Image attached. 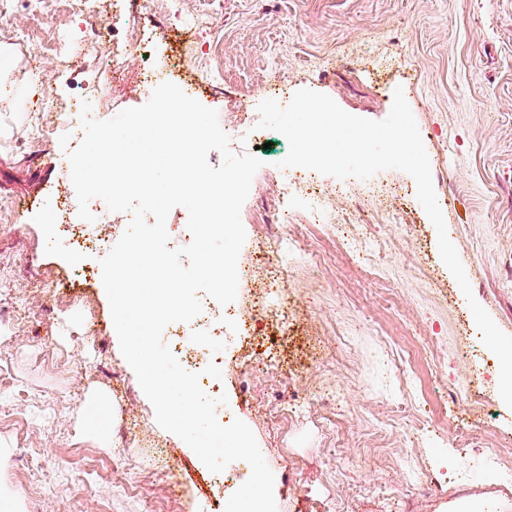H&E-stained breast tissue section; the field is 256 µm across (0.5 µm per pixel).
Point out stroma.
Instances as JSON below:
<instances>
[{"label": "stroma", "mask_w": 512, "mask_h": 512, "mask_svg": "<svg viewBox=\"0 0 512 512\" xmlns=\"http://www.w3.org/2000/svg\"><path fill=\"white\" fill-rule=\"evenodd\" d=\"M124 0H100L107 36L99 51L70 60L65 31L81 37L92 20L70 0L27 13L14 0L0 17V488L17 512H224L250 476L231 462L218 479L179 437L161 428L123 357L101 278L77 287L75 269L100 256L73 248L52 221L72 191L59 164L57 112L93 89L95 116L142 106L137 65L115 74L102 55L121 50ZM144 31L160 58L179 57L177 78L229 128L239 107L256 110L272 73L289 92L311 89L344 111L380 121L403 89L431 165L447 233L473 295L512 335V0H155ZM207 14L195 33L181 16ZM43 76L54 109L40 112L29 83ZM55 166L44 169L43 161ZM261 167L241 209L249 248L239 255L235 304L273 337L278 369L248 367L246 349L224 341L225 422L253 431L275 477L277 512H512L499 485L464 445L512 459V408L464 355L478 329L442 262L437 231L407 173L366 179L321 176L324 199L346 238L372 243L369 260L337 245L303 217L304 196L282 198ZM386 198L377 207L375 195ZM32 198L27 212L18 197ZM288 223H279L280 213ZM303 249L285 258L278 237ZM283 268L288 319L263 312L266 263ZM95 325L85 333L86 325ZM309 410L270 415L289 395ZM332 403L322 404L324 395ZM169 469L143 470L151 444ZM347 458L348 466L336 464ZM450 482L447 495L405 505L396 489L412 472Z\"/></svg>", "instance_id": "1"}]
</instances>
